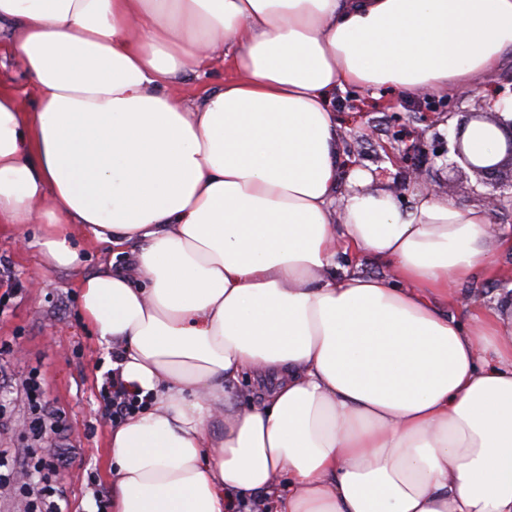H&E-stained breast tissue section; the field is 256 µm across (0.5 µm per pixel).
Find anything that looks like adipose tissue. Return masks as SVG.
<instances>
[{
  "label": "adipose tissue",
  "instance_id": "ef3b65f1",
  "mask_svg": "<svg viewBox=\"0 0 512 512\" xmlns=\"http://www.w3.org/2000/svg\"><path fill=\"white\" fill-rule=\"evenodd\" d=\"M0 39L39 99L0 89V225H41L147 402L109 431L111 512H512V289L455 292L512 225L360 169L338 196L331 107L472 88L512 0H0ZM219 47L223 88L172 95ZM364 253L385 274L338 261Z\"/></svg>",
  "mask_w": 512,
  "mask_h": 512
}]
</instances>
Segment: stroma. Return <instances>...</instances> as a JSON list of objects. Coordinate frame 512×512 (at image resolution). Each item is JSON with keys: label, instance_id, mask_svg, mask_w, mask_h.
Returning a JSON list of instances; mask_svg holds the SVG:
<instances>
[{"label": "stroma", "instance_id": "obj_1", "mask_svg": "<svg viewBox=\"0 0 512 512\" xmlns=\"http://www.w3.org/2000/svg\"><path fill=\"white\" fill-rule=\"evenodd\" d=\"M223 55L202 71L183 78L174 91L195 97L218 89L231 77ZM512 90V56H507L492 79L450 98L399 93L388 111H368L370 94L337 93L332 108L341 124L340 138L350 167L369 171L376 183L401 187L404 206H411L414 181L440 185L442 193L464 206L481 203L492 190L475 176L449 183L446 158L457 113L483 112L492 96ZM425 131L427 147L414 150L413 131ZM38 225L27 227V242L0 231V371L6 387V427H0V449L38 461L44 447L71 448L75 455L59 469L54 482L66 493L71 512H93L95 503L86 485L95 480L108 491L105 445L111 421L99 420V392L111 364L112 349L100 343L87 326L73 277L65 270H46L31 241ZM40 381L46 405L63 415L61 433L48 441L35 439L39 416L26 391L29 378Z\"/></svg>", "mask_w": 512, "mask_h": 512}]
</instances>
